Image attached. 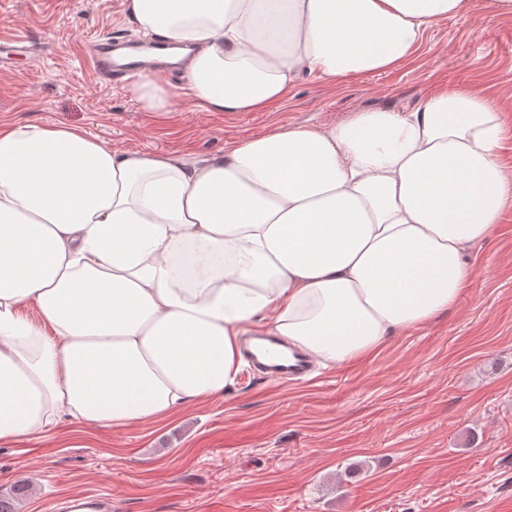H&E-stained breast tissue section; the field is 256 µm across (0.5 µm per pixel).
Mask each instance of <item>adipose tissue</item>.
<instances>
[{"instance_id":"1","label":"adipose tissue","mask_w":512,"mask_h":512,"mask_svg":"<svg viewBox=\"0 0 512 512\" xmlns=\"http://www.w3.org/2000/svg\"><path fill=\"white\" fill-rule=\"evenodd\" d=\"M469 7L129 0L210 112L265 109L311 74L402 65L428 26ZM504 143L478 87L282 124L203 158L0 126V444L65 419L127 428L221 395L247 333L336 366L455 308L474 279L467 249L512 208Z\"/></svg>"}]
</instances>
